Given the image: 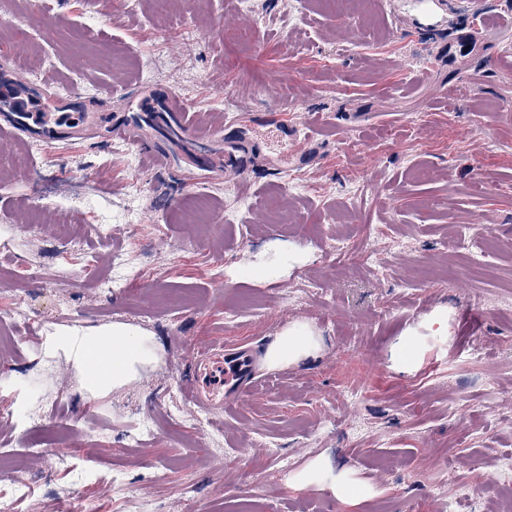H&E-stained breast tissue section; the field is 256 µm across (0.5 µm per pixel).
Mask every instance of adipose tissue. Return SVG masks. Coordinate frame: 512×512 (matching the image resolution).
<instances>
[{
  "instance_id": "obj_1",
  "label": "adipose tissue",
  "mask_w": 512,
  "mask_h": 512,
  "mask_svg": "<svg viewBox=\"0 0 512 512\" xmlns=\"http://www.w3.org/2000/svg\"><path fill=\"white\" fill-rule=\"evenodd\" d=\"M318 350L313 336L289 330L279 336L267 354L269 363L290 364L312 357ZM82 362L92 386L104 388L124 381L143 356L140 334L117 327L107 336H94L82 344Z\"/></svg>"
}]
</instances>
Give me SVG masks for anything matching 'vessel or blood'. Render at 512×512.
I'll return each instance as SVG.
<instances>
[{"label": "vessel or blood", "mask_w": 512, "mask_h": 512, "mask_svg": "<svg viewBox=\"0 0 512 512\" xmlns=\"http://www.w3.org/2000/svg\"><path fill=\"white\" fill-rule=\"evenodd\" d=\"M94 127V118L78 92L56 94L0 65V134L12 139L47 143L81 135ZM111 136L139 148L149 165L167 167L176 144L188 145L183 171L191 182L246 171L251 139L241 134L226 139L193 129L190 107L174 91L153 84L139 86L109 125ZM187 395L212 410L232 402L256 377V358L247 351L216 344L193 351Z\"/></svg>", "instance_id": "1"}]
</instances>
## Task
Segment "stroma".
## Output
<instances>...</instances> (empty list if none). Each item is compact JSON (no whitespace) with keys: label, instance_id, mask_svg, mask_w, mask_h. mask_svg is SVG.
Instances as JSON below:
<instances>
[{"label":"stroma","instance_id":"1","mask_svg":"<svg viewBox=\"0 0 512 512\" xmlns=\"http://www.w3.org/2000/svg\"><path fill=\"white\" fill-rule=\"evenodd\" d=\"M0 51L98 126L147 82L273 150L279 115L309 156L181 183L117 140L0 139V451L25 479L0 473V512L512 496V0H0ZM118 325L148 356L92 390L80 342ZM295 325L315 357L189 402V350Z\"/></svg>","mask_w":512,"mask_h":512}]
</instances>
